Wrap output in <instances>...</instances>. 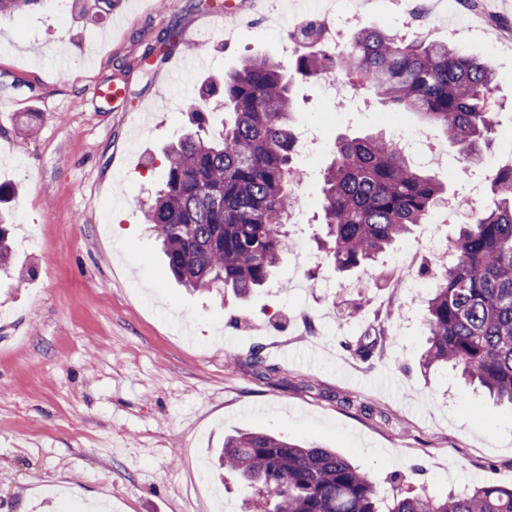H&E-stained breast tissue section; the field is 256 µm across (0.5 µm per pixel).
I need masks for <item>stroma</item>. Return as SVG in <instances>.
<instances>
[{"label": "stroma", "instance_id": "stroma-1", "mask_svg": "<svg viewBox=\"0 0 512 512\" xmlns=\"http://www.w3.org/2000/svg\"><path fill=\"white\" fill-rule=\"evenodd\" d=\"M236 2L246 25L229 41L212 18L225 0H84L79 13L43 0L0 17V184L19 190L0 272V512H241L246 488L211 461L252 431L334 449L389 493L512 486V405L423 371L424 316L404 319L383 262L341 273L317 245L341 136L425 130L435 158L411 161L447 182L440 209L472 182L490 192L512 153V0H495L491 24L439 35L494 75L480 162L419 115L294 81L292 127L316 138L296 161L304 221L264 288L221 299L174 283L142 209L201 82L284 56L276 0ZM176 62L186 85L170 81ZM98 85L125 94L97 98Z\"/></svg>", "mask_w": 512, "mask_h": 512}]
</instances>
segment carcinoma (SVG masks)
<instances>
[{"instance_id": "obj_1", "label": "carcinoma", "mask_w": 512, "mask_h": 512, "mask_svg": "<svg viewBox=\"0 0 512 512\" xmlns=\"http://www.w3.org/2000/svg\"><path fill=\"white\" fill-rule=\"evenodd\" d=\"M41 0H0V14ZM295 75L356 86L393 113L416 112L442 126L470 162L491 143L492 74L449 44L359 29L347 49L316 47L293 66L249 58L224 77V125L208 131L211 86L187 109L191 129L170 144L160 188L144 211L174 279L186 288L245 295L262 287L287 246V202L302 175L293 164L290 124ZM492 205L461 225L452 263L427 302L429 346L422 366L449 365L512 404V166L491 180ZM429 171L412 168L381 135L341 138L323 173L326 257L341 272L386 255L425 223L444 193ZM10 213L0 212V270L13 261ZM218 459L254 490L261 512H512V487L483 485L446 497L379 495L366 472L330 448L303 446L263 432L224 439Z\"/></svg>"}]
</instances>
